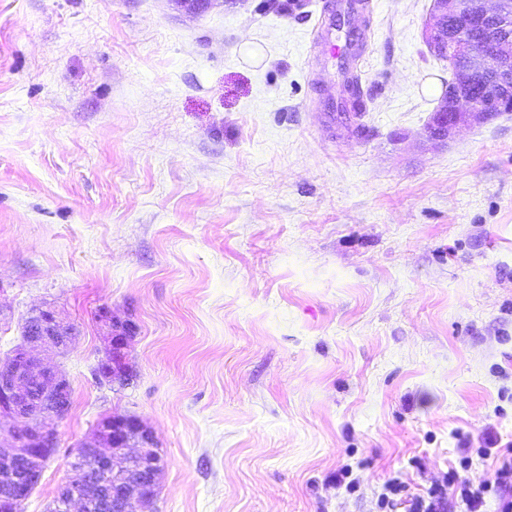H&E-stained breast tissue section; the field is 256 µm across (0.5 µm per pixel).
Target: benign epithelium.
Returning a JSON list of instances; mask_svg holds the SVG:
<instances>
[{
  "label": "benign epithelium",
  "instance_id": "benign-epithelium-1",
  "mask_svg": "<svg viewBox=\"0 0 512 512\" xmlns=\"http://www.w3.org/2000/svg\"><path fill=\"white\" fill-rule=\"evenodd\" d=\"M433 0L423 27L429 52L444 56L453 71L439 99L426 137L444 141L464 126L484 122L512 109V0ZM482 79L481 97L470 88ZM106 346L95 379L125 385L131 373L124 350L132 324L99 309ZM25 339L0 361V420L10 426L0 432V473L6 491L0 512H21L23 502L39 484L45 463L56 453L53 421L70 414V383L55 368L43 365L38 353H64L76 327L50 309L29 317ZM76 480L63 485L57 500L71 512H152L164 459L152 430L135 417L107 416L71 456Z\"/></svg>",
  "mask_w": 512,
  "mask_h": 512
}]
</instances>
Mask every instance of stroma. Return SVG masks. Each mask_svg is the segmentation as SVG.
<instances>
[{
  "instance_id": "1",
  "label": "stroma",
  "mask_w": 512,
  "mask_h": 512,
  "mask_svg": "<svg viewBox=\"0 0 512 512\" xmlns=\"http://www.w3.org/2000/svg\"><path fill=\"white\" fill-rule=\"evenodd\" d=\"M367 2V109L335 129L324 0H0V359L32 310L79 330L23 512L109 414L157 438L158 512H411L467 448L493 477L512 112L428 140L432 0ZM103 305L134 325L125 386L93 375Z\"/></svg>"
}]
</instances>
